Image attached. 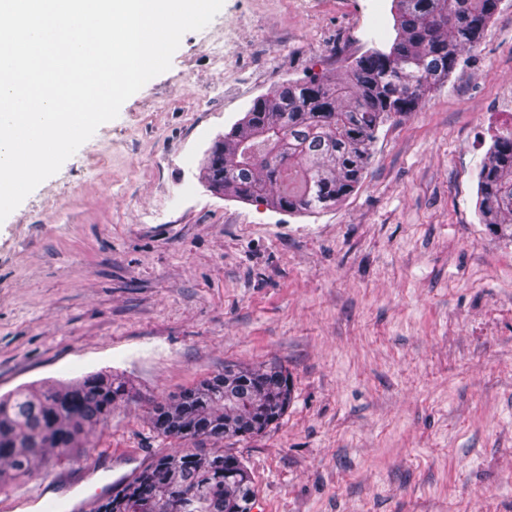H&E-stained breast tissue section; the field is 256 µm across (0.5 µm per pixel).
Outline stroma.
Returning <instances> with one entry per match:
<instances>
[{
	"label": "stroma",
	"instance_id": "obj_1",
	"mask_svg": "<svg viewBox=\"0 0 512 512\" xmlns=\"http://www.w3.org/2000/svg\"><path fill=\"white\" fill-rule=\"evenodd\" d=\"M391 7L224 0L0 222V395L105 368L129 391L90 455L53 471L112 458L134 474L180 446L153 430L154 402L228 365L279 366L277 423L197 444L243 461L252 512H512V243L475 208L512 125V0L448 82L380 128L336 205L290 214L205 177L257 97L390 45Z\"/></svg>",
	"mask_w": 512,
	"mask_h": 512
}]
</instances>
